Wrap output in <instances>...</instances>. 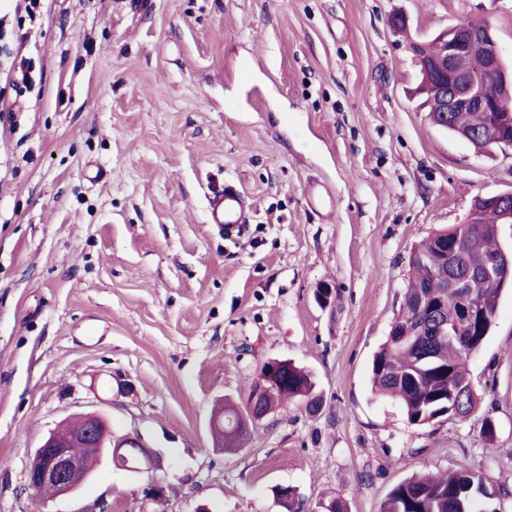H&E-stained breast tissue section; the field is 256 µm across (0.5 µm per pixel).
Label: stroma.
I'll return each mask as SVG.
<instances>
[{
    "mask_svg": "<svg viewBox=\"0 0 512 512\" xmlns=\"http://www.w3.org/2000/svg\"><path fill=\"white\" fill-rule=\"evenodd\" d=\"M0 0V512H378L413 472L512 487V288L468 363L465 420L409 424L373 396L371 362L413 248L512 191V155L434 127L412 44L465 20L512 65V0ZM406 21L405 33L390 26ZM244 191L237 243L205 195ZM324 183L334 211L309 208ZM333 293L320 304L321 286ZM308 371L243 448L212 446L216 400L244 406L262 365ZM96 413L160 469L102 457L43 500L29 460ZM495 426L484 433L485 421ZM163 497H146L150 479Z\"/></svg>",
    "mask_w": 512,
    "mask_h": 512,
    "instance_id": "1",
    "label": "stroma"
}]
</instances>
